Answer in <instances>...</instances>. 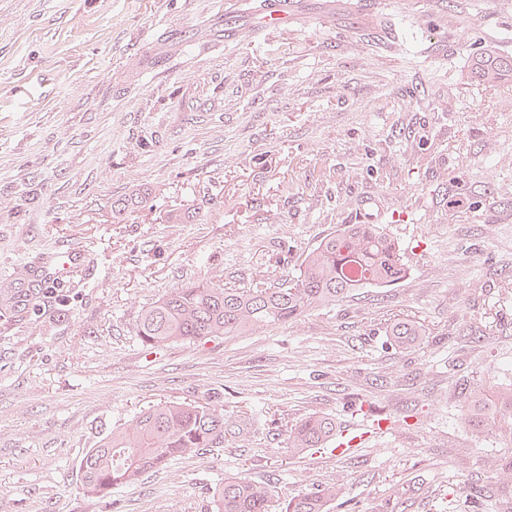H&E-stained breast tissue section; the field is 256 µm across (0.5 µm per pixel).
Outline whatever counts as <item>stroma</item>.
I'll use <instances>...</instances> for the list:
<instances>
[{
  "label": "stroma",
  "instance_id": "1",
  "mask_svg": "<svg viewBox=\"0 0 512 512\" xmlns=\"http://www.w3.org/2000/svg\"><path fill=\"white\" fill-rule=\"evenodd\" d=\"M221 3L0 0V281L64 241L94 257L0 311V512H213L235 476L283 500L342 485L329 512H512L488 466L512 434L461 420L464 387L512 383V82L469 76L512 56V0H292L260 37ZM343 224L381 225L407 278L246 336H136L171 289L293 269ZM398 316L423 344L390 343ZM163 401L248 411L255 434L86 493L88 448ZM369 409L390 426L345 456L275 439Z\"/></svg>",
  "mask_w": 512,
  "mask_h": 512
}]
</instances>
